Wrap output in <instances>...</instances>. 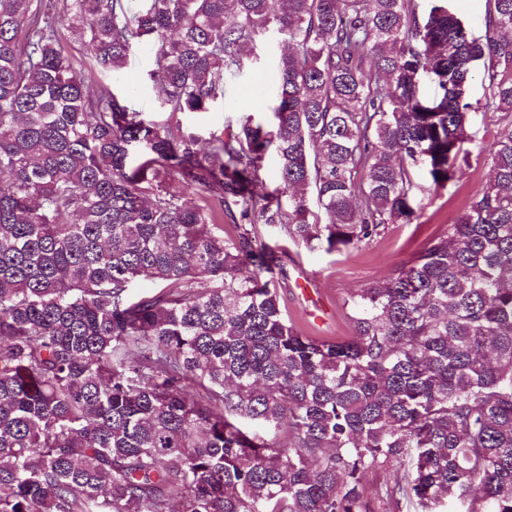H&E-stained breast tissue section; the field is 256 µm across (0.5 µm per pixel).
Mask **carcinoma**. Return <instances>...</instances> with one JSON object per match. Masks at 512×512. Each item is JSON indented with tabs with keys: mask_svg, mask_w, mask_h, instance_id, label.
Here are the masks:
<instances>
[{
	"mask_svg": "<svg viewBox=\"0 0 512 512\" xmlns=\"http://www.w3.org/2000/svg\"><path fill=\"white\" fill-rule=\"evenodd\" d=\"M142 2L0 0V512H374L378 470L380 502L512 512V0L480 35L448 0ZM60 22L99 74L148 50L182 113L276 34L274 129L227 112L205 139L94 95ZM479 70L486 188L348 297L350 339L303 335L256 225L332 253L419 219Z\"/></svg>",
	"mask_w": 512,
	"mask_h": 512,
	"instance_id": "carcinoma-1",
	"label": "carcinoma"
}]
</instances>
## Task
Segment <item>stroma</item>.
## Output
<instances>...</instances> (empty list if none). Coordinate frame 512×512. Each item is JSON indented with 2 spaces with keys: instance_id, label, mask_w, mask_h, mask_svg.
<instances>
[{
  "instance_id": "stroma-1",
  "label": "stroma",
  "mask_w": 512,
  "mask_h": 512,
  "mask_svg": "<svg viewBox=\"0 0 512 512\" xmlns=\"http://www.w3.org/2000/svg\"><path fill=\"white\" fill-rule=\"evenodd\" d=\"M281 46L268 38L256 49L258 63L250 66L233 83L223 101L204 113L166 112L159 106L158 94L147 78L152 68L149 53L137 51L119 78L104 77L105 85L118 96L129 99L134 108L162 125L175 128L190 123L204 133L224 130L225 112L246 105L255 119L273 123L275 90L251 95L258 76L276 79L275 59ZM488 181V168L478 151H471L468 161L446 188L434 195H422L424 214L412 224H396L382 237L369 244L342 252H308L288 247V277L278 288L280 302L289 320L304 334L321 339L342 341L352 335L351 310L346 304L349 294L370 287L421 252L440 236L448 224L481 191Z\"/></svg>"
}]
</instances>
